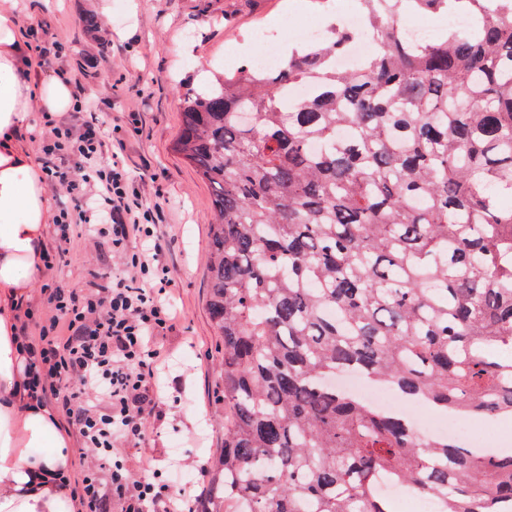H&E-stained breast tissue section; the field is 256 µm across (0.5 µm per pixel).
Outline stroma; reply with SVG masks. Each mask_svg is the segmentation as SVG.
<instances>
[{"instance_id":"35a3bbf8","label":"stroma","mask_w":512,"mask_h":512,"mask_svg":"<svg viewBox=\"0 0 512 512\" xmlns=\"http://www.w3.org/2000/svg\"><path fill=\"white\" fill-rule=\"evenodd\" d=\"M109 3L102 13L101 3ZM23 24L55 42L56 52L36 60L33 81L73 69L86 92L100 102L113 139L123 142L120 160L147 177V201L164 197L166 220L178 235L164 255L171 269L172 301L179 320L160 343L168 369L158 383L163 399L149 416L143 445L123 444L130 472L152 457L166 474L173 460L195 478L224 446L221 345L207 311L206 260L211 189L173 149L181 131L179 96L199 87L209 70H235L262 52L257 29L279 30L284 18L333 23L352 0H22ZM68 261L45 269L32 285L26 314L43 316L45 293L81 292L105 283L115 269L112 247L95 236L73 233Z\"/></svg>"}]
</instances>
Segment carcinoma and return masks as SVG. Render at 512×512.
Returning <instances> with one entry per match:
<instances>
[{
  "label": "carcinoma",
  "mask_w": 512,
  "mask_h": 512,
  "mask_svg": "<svg viewBox=\"0 0 512 512\" xmlns=\"http://www.w3.org/2000/svg\"><path fill=\"white\" fill-rule=\"evenodd\" d=\"M356 29L181 96L174 150L210 184L207 309L224 450L196 512H512V454L421 440L341 370L462 416L512 414V0H359ZM464 13L427 44L399 15ZM379 493L388 499L396 500L400 505H405L409 512H438L440 505L431 497L408 492V490L393 480L380 482Z\"/></svg>",
  "instance_id": "obj_1"
}]
</instances>
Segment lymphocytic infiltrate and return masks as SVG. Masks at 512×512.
<instances>
[{
  "label": "lymphocytic infiltrate",
  "mask_w": 512,
  "mask_h": 512,
  "mask_svg": "<svg viewBox=\"0 0 512 512\" xmlns=\"http://www.w3.org/2000/svg\"><path fill=\"white\" fill-rule=\"evenodd\" d=\"M78 111L91 114L81 133L52 126L44 153L63 152L75 169L43 168L48 184L63 186L73 208L55 216L58 244L44 256L55 267L68 255L75 228L108 239L124 257L122 271L108 286L75 296L55 288L42 320L29 363V388L41 402L63 415L86 456L76 473H64L81 512H100L105 501H118L120 512H192L190 487L160 482L152 465L131 477L119 443L145 441V421L160 403L158 377L165 359L158 336L172 321L170 268L163 254L171 241L163 203H148L135 177L119 162H108L112 143L99 119L98 101L74 90Z\"/></svg>",
  "instance_id": "obj_1"
}]
</instances>
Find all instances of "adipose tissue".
<instances>
[{
  "mask_svg": "<svg viewBox=\"0 0 512 512\" xmlns=\"http://www.w3.org/2000/svg\"><path fill=\"white\" fill-rule=\"evenodd\" d=\"M28 45L12 0H0V512H77L61 481L70 442L33 397L25 368L35 358L19 335L31 284L43 270L50 199L40 166L21 140L33 113L73 107L72 84L31 80Z\"/></svg>",
  "mask_w": 512,
  "mask_h": 512,
  "instance_id": "obj_1",
  "label": "adipose tissue"
}]
</instances>
